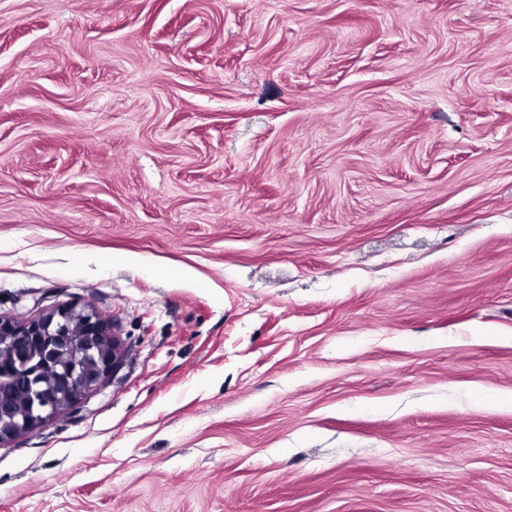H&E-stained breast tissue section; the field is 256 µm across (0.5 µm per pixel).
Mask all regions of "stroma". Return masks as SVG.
<instances>
[{"mask_svg":"<svg viewBox=\"0 0 512 512\" xmlns=\"http://www.w3.org/2000/svg\"><path fill=\"white\" fill-rule=\"evenodd\" d=\"M116 377L0 512H512V0H0V314Z\"/></svg>","mask_w":512,"mask_h":512,"instance_id":"35a3bbf8","label":"stroma"}]
</instances>
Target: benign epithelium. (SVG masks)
<instances>
[{
  "mask_svg": "<svg viewBox=\"0 0 512 512\" xmlns=\"http://www.w3.org/2000/svg\"><path fill=\"white\" fill-rule=\"evenodd\" d=\"M124 364L109 319L63 304L31 320L0 315V445L93 393Z\"/></svg>",
  "mask_w": 512,
  "mask_h": 512,
  "instance_id": "obj_1",
  "label": "benign epithelium"
}]
</instances>
